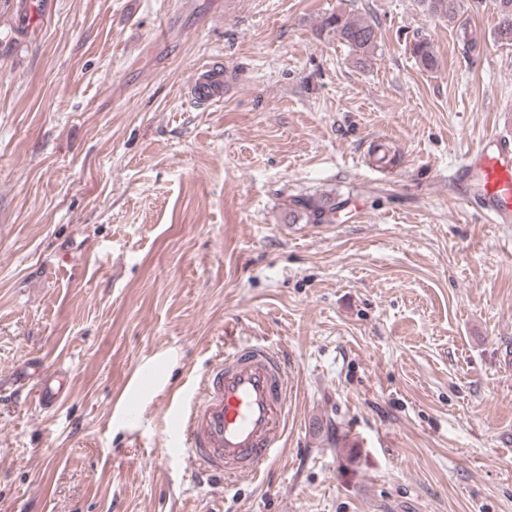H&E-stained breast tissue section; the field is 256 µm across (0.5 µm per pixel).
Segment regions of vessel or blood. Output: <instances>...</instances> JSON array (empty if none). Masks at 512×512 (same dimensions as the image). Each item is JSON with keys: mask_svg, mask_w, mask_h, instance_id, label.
<instances>
[{"mask_svg": "<svg viewBox=\"0 0 512 512\" xmlns=\"http://www.w3.org/2000/svg\"><path fill=\"white\" fill-rule=\"evenodd\" d=\"M53 0H19L27 27L50 14ZM221 68L197 69L191 84L196 103L222 101ZM466 201L489 224H512V138L484 135L453 174ZM37 379L40 405L55 407L66 387L64 373L46 372L24 360L16 379ZM292 385L288 361L274 348L246 343L208 366L200 385L167 403L164 445L171 454L191 460L198 477L232 482L257 476L278 455L288 423Z\"/></svg>", "mask_w": 512, "mask_h": 512, "instance_id": "1", "label": "vessel or blood"}]
</instances>
